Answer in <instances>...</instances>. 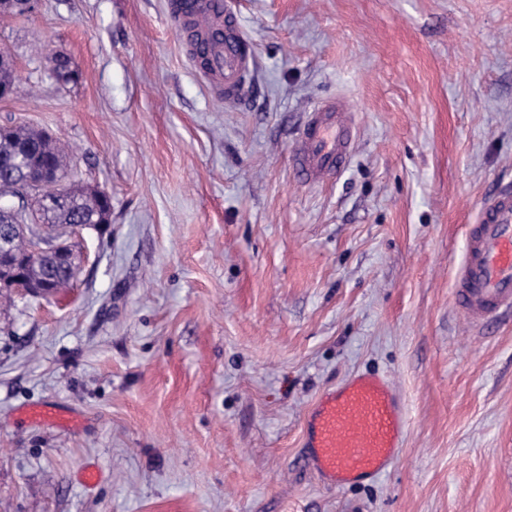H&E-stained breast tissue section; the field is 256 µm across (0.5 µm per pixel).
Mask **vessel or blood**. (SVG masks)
<instances>
[{
  "label": "vessel or blood",
  "instance_id": "vessel-or-blood-1",
  "mask_svg": "<svg viewBox=\"0 0 512 512\" xmlns=\"http://www.w3.org/2000/svg\"><path fill=\"white\" fill-rule=\"evenodd\" d=\"M177 32L190 35V51H203L202 80L226 101L240 99L256 58L243 36L234 0H171ZM355 131L336 103L310 113L291 158L307 180L316 182L346 166ZM469 247L458 269L456 303L480 323L512 307V188L486 199L468 227ZM405 413L395 390L372 374L356 376L322 394L305 424L307 459L324 484L343 486L379 475L392 463Z\"/></svg>",
  "mask_w": 512,
  "mask_h": 512
}]
</instances>
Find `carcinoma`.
<instances>
[{
  "label": "carcinoma",
  "mask_w": 512,
  "mask_h": 512,
  "mask_svg": "<svg viewBox=\"0 0 512 512\" xmlns=\"http://www.w3.org/2000/svg\"><path fill=\"white\" fill-rule=\"evenodd\" d=\"M12 163L24 161L21 169L0 171V199L21 195L22 185L15 173L29 172L45 165L60 168L68 175L65 153L54 137L42 128L28 126H0V161ZM69 199L54 210L40 216L43 224H56L66 228L72 224H89L96 227L110 223L111 199L95 187L69 186ZM35 274L46 275L53 279L59 288L70 285L65 270L44 260L32 266Z\"/></svg>",
  "instance_id": "obj_1"
}]
</instances>
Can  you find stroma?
<instances>
[{
	"instance_id": "1",
	"label": "stroma",
	"mask_w": 512,
	"mask_h": 512,
	"mask_svg": "<svg viewBox=\"0 0 512 512\" xmlns=\"http://www.w3.org/2000/svg\"><path fill=\"white\" fill-rule=\"evenodd\" d=\"M238 8L258 66L237 103L166 0L0 16V125L48 130L112 198L70 287L0 305V512H512V313L476 327L453 294L468 224L512 184V0ZM336 100L353 151L313 184L291 146ZM366 371L402 400L397 458L323 485L305 416ZM41 404L78 425L23 419Z\"/></svg>"
}]
</instances>
